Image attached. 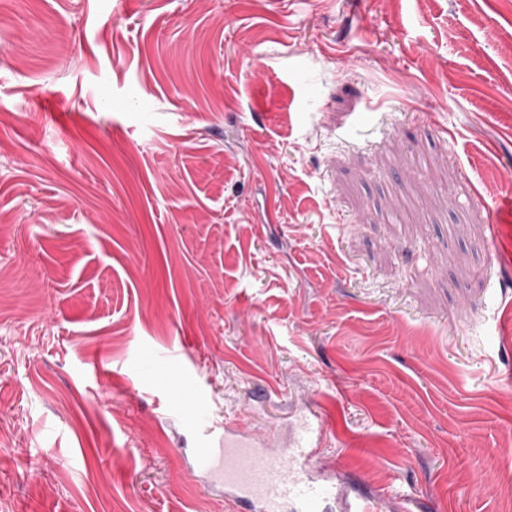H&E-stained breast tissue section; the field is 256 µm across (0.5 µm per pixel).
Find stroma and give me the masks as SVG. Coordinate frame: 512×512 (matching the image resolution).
I'll return each instance as SVG.
<instances>
[{"mask_svg":"<svg viewBox=\"0 0 512 512\" xmlns=\"http://www.w3.org/2000/svg\"><path fill=\"white\" fill-rule=\"evenodd\" d=\"M512 0L0 5V512H233L320 412L377 512L512 475ZM512 222V199L501 201L495 205L494 218L492 224L489 225L490 240L494 249L497 246L498 255L501 258H506L512 262V249L511 247H503L497 236L498 224H510Z\"/></svg>","mask_w":512,"mask_h":512,"instance_id":"stroma-1","label":"stroma"}]
</instances>
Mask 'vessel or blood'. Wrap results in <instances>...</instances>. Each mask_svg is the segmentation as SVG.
<instances>
[{"label":"vessel or blood","instance_id":"b4317fda","mask_svg":"<svg viewBox=\"0 0 512 512\" xmlns=\"http://www.w3.org/2000/svg\"><path fill=\"white\" fill-rule=\"evenodd\" d=\"M312 429H305L294 447H271L232 425H225L223 448L198 449L196 460L209 487L224 490L237 512H320L332 492L321 482V467L311 448ZM378 496L354 491L340 501L341 512H375Z\"/></svg>","mask_w":512,"mask_h":512}]
</instances>
